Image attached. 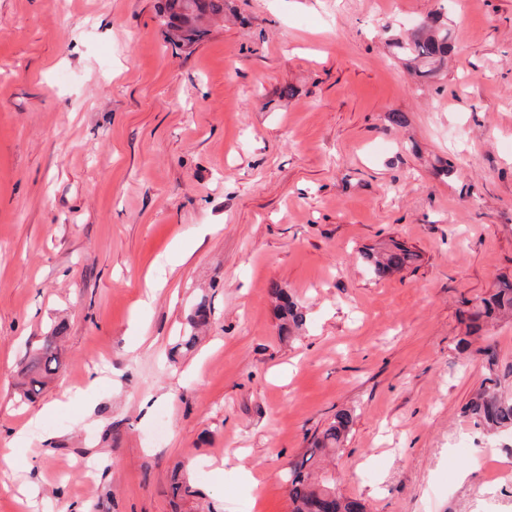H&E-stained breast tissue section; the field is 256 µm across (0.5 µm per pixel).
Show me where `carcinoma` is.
<instances>
[{
	"label": "carcinoma",
	"instance_id": "carcinoma-1",
	"mask_svg": "<svg viewBox=\"0 0 512 512\" xmlns=\"http://www.w3.org/2000/svg\"><path fill=\"white\" fill-rule=\"evenodd\" d=\"M224 12V0H167L162 25L167 38L177 46H191L203 34L200 23L208 16ZM397 52L406 57L418 74L424 78L435 76L443 67L450 52L451 33L448 26L436 20L425 22L411 30L395 43ZM364 258L377 278H384L412 264L417 254L394 242ZM272 293L279 301V334L291 339L303 325L304 314L280 286L272 284ZM512 317V280H503L488 296L468 312L469 334L482 330L484 324ZM206 303L198 304L190 319L189 331L178 342V347L192 349L199 340L197 329L208 322ZM57 332L44 337L33 347L23 372L20 397L30 401L41 394L48 381L56 378L66 366L60 359L56 345ZM464 413L476 424L493 433L512 434V396L500 392L497 380L489 377L486 384L466 404ZM353 416L339 411L328 426L314 437L312 446L290 464L286 481L291 512H367L360 500L342 494L336 488V479L327 475L324 462L336 454L347 439Z\"/></svg>",
	"mask_w": 512,
	"mask_h": 512
}]
</instances>
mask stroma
I'll return each instance as SVG.
<instances>
[{
	"label": "stroma",
	"mask_w": 512,
	"mask_h": 512,
	"mask_svg": "<svg viewBox=\"0 0 512 512\" xmlns=\"http://www.w3.org/2000/svg\"><path fill=\"white\" fill-rule=\"evenodd\" d=\"M163 4L0 0V512H290L340 409L328 470L368 512H512V438L463 412L483 348L512 392V321L458 345L512 280V0H226L188 49ZM435 16L424 80L392 44ZM392 239L418 260L376 278ZM58 325L67 371L21 400ZM272 293L280 302L279 309V334L283 338L292 339L303 325L304 314L296 302H294L280 286L272 284ZM209 310L207 309L206 302L198 304L193 317L190 319L189 331L184 336H180V340L177 344L178 348H185L186 350L192 349L199 340L197 336V329L208 322Z\"/></svg>",
	"instance_id": "35a3bbf8"
}]
</instances>
